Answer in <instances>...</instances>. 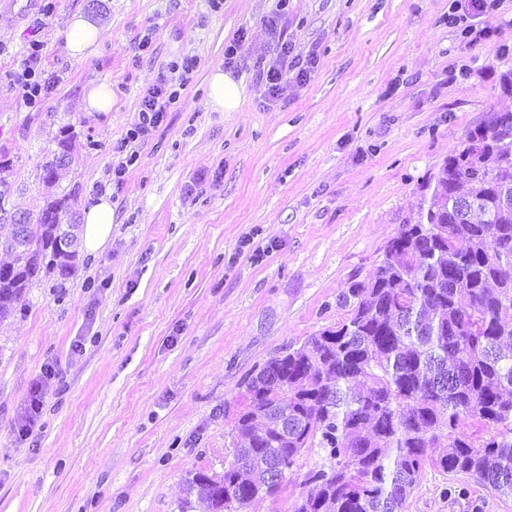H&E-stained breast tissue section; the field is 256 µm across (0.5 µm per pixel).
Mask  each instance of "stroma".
<instances>
[{
	"label": "stroma",
	"instance_id": "obj_1",
	"mask_svg": "<svg viewBox=\"0 0 512 512\" xmlns=\"http://www.w3.org/2000/svg\"><path fill=\"white\" fill-rule=\"evenodd\" d=\"M11 3L0 7V203L34 218L68 193L78 224L106 193L115 222L105 250L79 251L67 278L38 277L0 320V512H179L189 472L232 461L246 381L344 318L338 296L374 274L443 159L491 109L512 110L498 84L512 0L481 12L470 0ZM78 12L100 30L82 58L67 46ZM273 15L295 53L316 57L275 97L257 79L276 59ZM33 40L46 81L36 109L14 83ZM235 41L245 101L215 112L206 78ZM187 55L197 66L177 102L113 181L143 96ZM100 82L112 110L83 111L84 88ZM65 130L74 160L49 187L42 166ZM322 463L320 449L303 452L257 512H294ZM459 482L426 468L402 512H512V498L474 482L452 494Z\"/></svg>",
	"mask_w": 512,
	"mask_h": 512
}]
</instances>
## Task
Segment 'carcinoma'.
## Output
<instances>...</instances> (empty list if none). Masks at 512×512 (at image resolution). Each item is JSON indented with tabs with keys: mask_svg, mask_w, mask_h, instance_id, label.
Returning <instances> with one entry per match:
<instances>
[{
	"mask_svg": "<svg viewBox=\"0 0 512 512\" xmlns=\"http://www.w3.org/2000/svg\"><path fill=\"white\" fill-rule=\"evenodd\" d=\"M70 136L43 165L56 182ZM414 224L388 242L375 275L351 281L333 328L268 361L247 383L224 475L189 473L205 512L274 498L308 448L294 512H401L427 466L512 497V111L491 114L445 158ZM71 194L36 221L10 223L0 248V317L36 277L78 257ZM432 448H444L438 455Z\"/></svg>",
	"mask_w": 512,
	"mask_h": 512,
	"instance_id": "obj_1",
	"label": "carcinoma"
}]
</instances>
